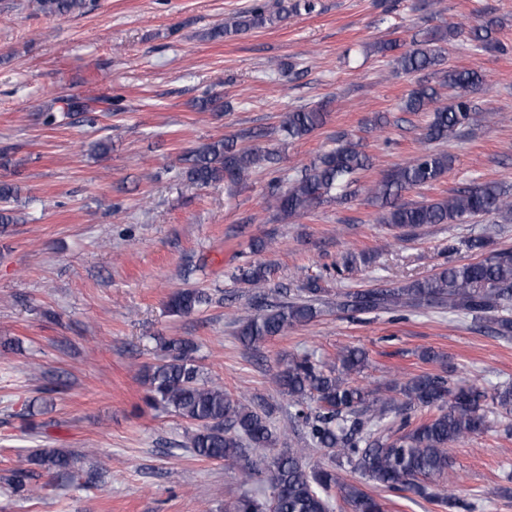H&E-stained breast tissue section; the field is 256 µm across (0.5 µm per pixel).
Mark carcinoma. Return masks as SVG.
Segmentation results:
<instances>
[{"label": "carcinoma", "instance_id": "1", "mask_svg": "<svg viewBox=\"0 0 512 512\" xmlns=\"http://www.w3.org/2000/svg\"><path fill=\"white\" fill-rule=\"evenodd\" d=\"M46 14L67 15L86 7L85 0H35ZM314 0H288L276 16L255 6L214 29L222 38L283 21L300 11L310 12ZM497 21L488 19L468 30L443 23L422 33L409 48L394 58L405 73L441 66L442 45L456 40L468 43L478 55L499 48ZM477 69H448L443 85L451 90L443 99L439 89L420 83L402 101L403 112H427L430 119L422 133L427 143L445 142L476 120L479 108L473 96L484 88ZM65 111L89 113L112 111V97L73 96ZM326 105L288 111L280 131L299 140L325 123ZM187 175L199 186L223 182L233 189L256 168L274 169L280 156L257 146L241 147L234 139L213 141L188 158ZM446 152L422 149L407 162L384 174L368 188L369 199L382 209L381 222L401 228L425 224H455L479 216L512 213V191L500 182L474 184L442 198L419 204L401 201L402 193L438 181L450 169ZM370 166L359 142L345 132L334 147L303 167L286 186L271 193L269 207L285 216L300 215L331 198L355 181ZM489 240L471 236L464 241L476 255L472 262L450 266L434 276L404 286L347 293L336 309L356 313L405 305L448 303V309L491 320L495 335L512 338V249L484 255ZM235 280L252 289V303L241 320L239 337L246 346H257L281 335L294 325L314 321L321 313L324 289L315 280L300 289L298 299L272 304L265 291L267 268L251 265ZM208 302L197 288L180 289L168 300L175 315H190ZM164 355L146 375L147 403L180 417L189 425L187 447L202 459L222 460L240 471L242 483L259 482L265 494L241 495L230 512H331L333 495H339L349 512H383L377 497L365 489L409 491L425 497L448 512H472L473 503L453 490L440 491L436 481L452 467L449 445L491 429L489 407L512 414V385L488 393L476 383L452 382L435 374H420L405 382L384 387H363L349 377L368 365L360 348L344 349L339 366L326 367L310 354L294 357L276 373L274 384L286 397L292 428L302 431L301 448L276 453L279 434L269 423V411L231 398L224 386L204 375L197 364V346L189 339L163 342ZM420 406L433 414L415 425L404 421L400 434L385 435L374 426L405 407ZM320 450L325 460L310 461L308 451ZM28 462L60 474L72 463L71 453L55 448L29 456ZM352 479L345 480L342 471ZM34 471L20 464L7 478L20 493Z\"/></svg>", "mask_w": 512, "mask_h": 512}]
</instances>
